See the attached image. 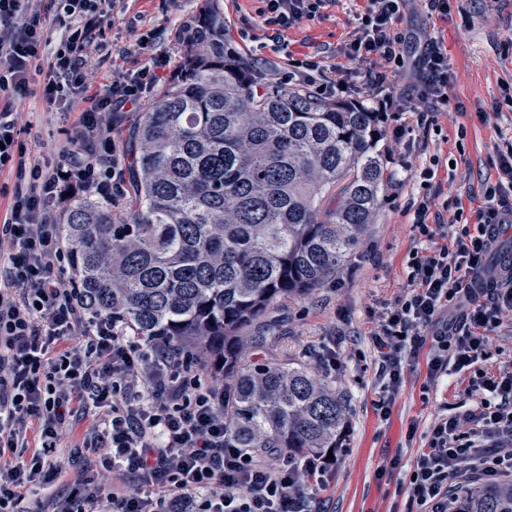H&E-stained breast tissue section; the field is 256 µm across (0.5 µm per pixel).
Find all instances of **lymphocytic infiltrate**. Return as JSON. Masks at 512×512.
<instances>
[{
  "instance_id": "lymphocytic-infiltrate-1",
  "label": "lymphocytic infiltrate",
  "mask_w": 512,
  "mask_h": 512,
  "mask_svg": "<svg viewBox=\"0 0 512 512\" xmlns=\"http://www.w3.org/2000/svg\"><path fill=\"white\" fill-rule=\"evenodd\" d=\"M40 0H0V169L14 170L13 201L0 222V512H18L28 486L57 469L51 453L78 413L96 421L82 447L130 479L132 490L106 496L78 485L63 512H317L315 492L332 466L323 455L265 459L236 447L224 425V393L206 385L195 361L168 340L127 333L111 317L87 311L73 285L58 274L64 258L58 203L78 189L112 202L124 194L125 170L114 152V115L152 96L175 72L171 60L151 54L154 31L136 38L144 62L118 75L104 95L92 93L87 57L111 0H55L68 23L50 41ZM330 0H262L258 16L272 42L320 16ZM406 0H365L344 45L352 64L381 60L390 72L415 66L413 92L376 102L378 112L461 111L447 98L453 74L448 55L429 40L406 54L396 22ZM291 76L328 97L339 80L322 59H289ZM46 72L48 102L81 101L70 152L55 170L28 165L16 136L14 96L33 73ZM496 182L487 184L475 219L461 201L445 207L448 220L429 223L431 193L410 201L423 241L407 261L410 289L386 312L374 335L389 414L402 382L405 357L428 352V378L470 373L477 407L466 415H439L412 465L408 485L417 512H448L456 480L512 479V367L482 369L491 333L512 315V259L492 261L501 230L512 224V141L496 149ZM41 446L30 450L28 430Z\"/></svg>"
}]
</instances>
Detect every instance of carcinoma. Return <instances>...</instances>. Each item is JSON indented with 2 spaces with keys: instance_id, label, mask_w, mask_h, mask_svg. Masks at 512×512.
I'll return each mask as SVG.
<instances>
[{
  "instance_id": "carcinoma-1",
  "label": "carcinoma",
  "mask_w": 512,
  "mask_h": 512,
  "mask_svg": "<svg viewBox=\"0 0 512 512\" xmlns=\"http://www.w3.org/2000/svg\"><path fill=\"white\" fill-rule=\"evenodd\" d=\"M212 5L192 39L198 65L133 127L126 221L81 198L60 236L79 301L134 336H166L224 378L236 445L299 457L339 447L336 389L288 359L242 363L278 339L271 310L322 287L356 253L383 202L379 113L277 83L253 93L224 50ZM451 512H512V481L485 483Z\"/></svg>"
}]
</instances>
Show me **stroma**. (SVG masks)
Segmentation results:
<instances>
[{
    "mask_svg": "<svg viewBox=\"0 0 512 512\" xmlns=\"http://www.w3.org/2000/svg\"><path fill=\"white\" fill-rule=\"evenodd\" d=\"M205 5L206 0H119L113 20L101 25L89 53L93 90L108 91L113 78L136 61L132 30H156L154 54L183 60L187 51L174 32L182 22L197 19ZM364 5V0H330L321 16L287 31L285 46L278 48L256 22L258 0H219L226 42L244 59L264 62L267 80L277 83L287 76L288 57L319 56L337 76L360 88L366 87L367 75L340 48ZM467 5L468 0H451V13L443 21L429 17L420 0H411L400 22L419 36L442 40L456 74L448 94L463 104V112L437 115L423 148L383 136L380 148L388 161L383 204L357 253L322 288L273 310L281 321L277 341L244 349L248 364L288 358L316 371L322 352L336 348L338 366L327 379L345 401L347 423L322 494V512H416L408 493L409 471L424 435L438 415H461L474 406L469 374L429 381L422 353L404 359L400 390L390 414L381 416L376 403L385 380L373 343L383 313L408 290V254L419 241L406 206L423 193L420 171L433 167V186L442 195L460 197L466 210H476L484 201L485 183L496 176L491 158L497 145L512 140V108L502 103L505 94H512V0H482L470 21L463 14ZM42 90V81H34L19 98V123L25 128L19 141L30 160L53 165L72 135L76 114L45 101ZM91 423V415L77 416L63 433L53 453L57 474L27 492L23 512H58L77 484L96 479V467L80 456Z\"/></svg>",
    "mask_w": 512,
    "mask_h": 512,
    "instance_id": "35a3bbf8",
    "label": "stroma"
}]
</instances>
